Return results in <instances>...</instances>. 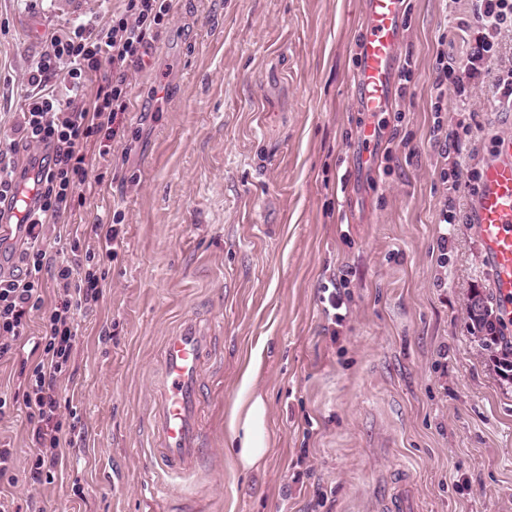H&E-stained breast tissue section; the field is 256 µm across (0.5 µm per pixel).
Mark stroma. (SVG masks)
I'll return each instance as SVG.
<instances>
[{"label":"stroma","mask_w":512,"mask_h":512,"mask_svg":"<svg viewBox=\"0 0 512 512\" xmlns=\"http://www.w3.org/2000/svg\"><path fill=\"white\" fill-rule=\"evenodd\" d=\"M365 2L176 0L146 67H129L125 135L85 144L95 162L64 218L93 249L94 224L119 218L123 243L78 318L61 388L75 438L53 480L29 482L24 405L0 417L14 451L0 488L21 512H391L401 491L416 512H512V380L467 319L490 286L469 209L512 112L486 77L437 81L439 56L459 72L476 47L468 0H406L409 78L389 111L362 112ZM122 8L0 0V151L21 165L41 153L21 128L51 36ZM450 200L460 220L444 224ZM188 319L217 353L200 388L208 447L170 481L149 414L163 339ZM249 416L264 454L244 470L230 423Z\"/></svg>","instance_id":"stroma-1"}]
</instances>
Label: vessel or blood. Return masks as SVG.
<instances>
[{"label":"vessel or blood","instance_id":"obj_1","mask_svg":"<svg viewBox=\"0 0 512 512\" xmlns=\"http://www.w3.org/2000/svg\"><path fill=\"white\" fill-rule=\"evenodd\" d=\"M404 0H367L357 44L355 88L362 111H387ZM469 218L483 243L491 288L505 321H512V139H502L482 171ZM215 354L210 337L188 322L168 333L162 347L163 378L153 415L157 465L170 478L190 472L203 451L198 392L205 364Z\"/></svg>","mask_w":512,"mask_h":512}]
</instances>
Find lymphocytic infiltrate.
Segmentation results:
<instances>
[{
	"instance_id": "obj_1",
	"label": "lymphocytic infiltrate",
	"mask_w": 512,
	"mask_h": 512,
	"mask_svg": "<svg viewBox=\"0 0 512 512\" xmlns=\"http://www.w3.org/2000/svg\"><path fill=\"white\" fill-rule=\"evenodd\" d=\"M125 8L113 16L109 26L79 29L65 37L54 36L32 81L42 84L53 74L65 73L73 86L99 70L103 61L112 63V80L98 88L89 103L60 102L49 94L38 97L24 115L23 137L27 144L43 148L32 180L34 203L23 208L22 223L28 231L67 214L77 189L86 181L89 163L83 146L93 136L111 138L129 108L128 66L141 63L150 39L173 0H124ZM472 13L480 23L487 48L512 34V0H470ZM25 275L0 278V358L13 353L21 341L26 317L42 305L46 253L31 248L21 256ZM54 277L64 296L43 319L40 359L22 386V399L29 410L36 447L29 480L39 485L52 477L62 452L63 437L60 381L66 377L78 336L76 314L98 302L103 278L83 264L63 260L55 264Z\"/></svg>"
}]
</instances>
